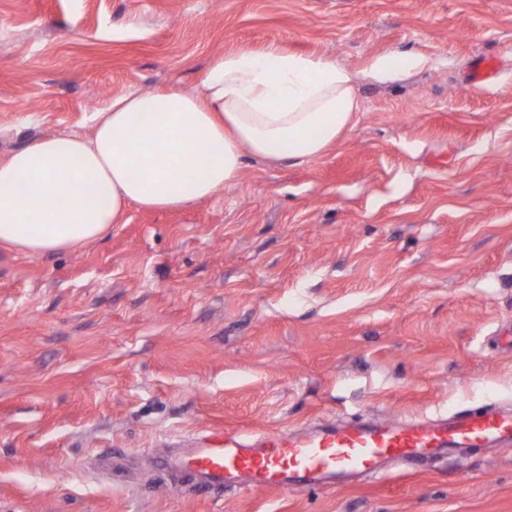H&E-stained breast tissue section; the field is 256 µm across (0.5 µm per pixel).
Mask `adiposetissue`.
<instances>
[{"label": "adipose tissue", "mask_w": 512, "mask_h": 512, "mask_svg": "<svg viewBox=\"0 0 512 512\" xmlns=\"http://www.w3.org/2000/svg\"><path fill=\"white\" fill-rule=\"evenodd\" d=\"M424 64L387 54L357 74L272 44L215 57L194 91L117 97L91 135L43 136L0 158V244L68 250L120 223L129 204L171 212L211 198L246 158H318L359 109L357 77L387 84Z\"/></svg>", "instance_id": "obj_1"}]
</instances>
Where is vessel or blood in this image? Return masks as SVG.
Segmentation results:
<instances>
[{
  "instance_id": "vessel-or-blood-1",
  "label": "vessel or blood",
  "mask_w": 512,
  "mask_h": 512,
  "mask_svg": "<svg viewBox=\"0 0 512 512\" xmlns=\"http://www.w3.org/2000/svg\"><path fill=\"white\" fill-rule=\"evenodd\" d=\"M497 75L495 59H477L468 85L483 87ZM490 443L512 444L511 411L478 408L403 423L351 420L312 431L264 433L254 443L227 428L186 449L183 461L207 488L306 490L339 476L379 472L390 461L425 460Z\"/></svg>"
}]
</instances>
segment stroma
Returning a JSON list of instances; mask_svg holds the SVG:
<instances>
[{
    "instance_id": "1",
    "label": "stroma",
    "mask_w": 512,
    "mask_h": 512,
    "mask_svg": "<svg viewBox=\"0 0 512 512\" xmlns=\"http://www.w3.org/2000/svg\"><path fill=\"white\" fill-rule=\"evenodd\" d=\"M359 71L321 157L130 206L72 250L0 245V512H512V447L318 490H199L227 427L512 411V0H0V156L268 45ZM477 56L496 81L470 89Z\"/></svg>"
}]
</instances>
